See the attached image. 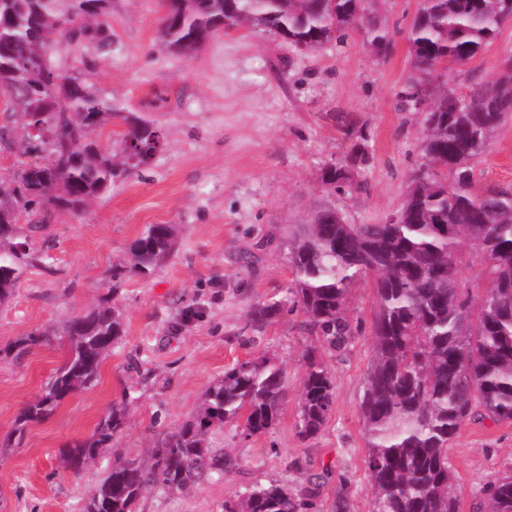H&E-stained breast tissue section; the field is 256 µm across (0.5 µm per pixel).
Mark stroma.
<instances>
[{"label":"stroma","instance_id":"stroma-1","mask_svg":"<svg viewBox=\"0 0 512 512\" xmlns=\"http://www.w3.org/2000/svg\"><path fill=\"white\" fill-rule=\"evenodd\" d=\"M417 3L383 0L392 49L381 59L357 38L303 54L258 29L217 32L185 58L157 40L159 0H112L110 45L57 54L64 69L87 59L88 82L124 111L154 121L163 139L147 165L114 182L89 212H57L34 232V248H48L50 258L28 269L12 302L0 307V348L105 301L120 307L125 328L96 385L66 398L28 428L19 447L0 453V512H81L113 454L148 456L226 368L264 352L287 372L275 427L250 438L225 428L213 445L236 458L237 469L185 492L148 493L138 512H224L246 488L275 482L313 486L310 512H371L360 411L373 348L370 282L349 294L348 313L359 323L351 345L323 355L334 376L333 408L308 440L297 434L298 404L304 354L316 338L300 309L261 326L250 311L286 294L288 227L305 223L325 198L320 168L349 145L342 123L364 130L371 161L363 190L336 197L337 208L351 223L371 224L400 204L423 137L422 113L404 111L399 99ZM479 168L483 183L512 185V123ZM150 224L170 225L172 255L152 278L129 276L109 290L105 272L124 262ZM67 349L55 336L21 358L0 359L1 442ZM122 400L128 423L112 447L81 470L67 467L60 448L89 438ZM449 455L462 489L459 512H485L484 486L512 462V426L465 424Z\"/></svg>","mask_w":512,"mask_h":512}]
</instances>
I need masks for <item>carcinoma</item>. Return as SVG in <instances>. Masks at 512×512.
Wrapping results in <instances>:
<instances>
[{
  "label": "carcinoma",
  "instance_id": "obj_1",
  "mask_svg": "<svg viewBox=\"0 0 512 512\" xmlns=\"http://www.w3.org/2000/svg\"><path fill=\"white\" fill-rule=\"evenodd\" d=\"M157 38L169 51L191 56L216 31L256 28L313 52L356 34L378 56L391 36L378 0H161ZM112 0H0V95L18 113L23 154L9 180H0V306L42 260L21 216L42 227L56 211L80 213L146 165L161 147L151 121L124 117L127 129L113 151L92 138L121 113L94 90L77 66L60 70L54 55L75 37L107 40ZM512 0H418L408 29L411 66L404 107L424 114L422 161L412 170L399 208L373 224H351L326 200L305 224L288 225L292 280L285 299L253 312L260 323L285 304L301 308L319 347L304 355L298 434L309 439L328 421L334 379L318 349L344 351L355 335L347 315L350 288H374L373 355L360 404L372 512H457L449 448L467 422L512 425V187L483 186L478 165L498 131L512 121V51L497 77L470 75L467 92L449 75L463 72L501 27ZM346 154L320 169L329 193L362 189L367 139L344 130ZM174 249L167 224H151L129 246L112 287L127 276L149 279ZM479 268L487 281L472 299L462 269ZM69 352L41 395L21 409L12 448L28 427L53 414L70 394L92 387L102 363L124 336L114 305L100 303L58 329ZM34 333L3 350L20 356L49 341ZM286 370L275 358H252L224 371L197 411L157 441L142 460L117 457L91 491L83 512H136L149 492H184L235 467L213 435L232 425L245 437L265 434L278 420ZM125 403H114L93 434L60 449L79 470L127 426ZM488 510L512 512V463L487 484ZM311 490L257 484L224 504V512H304Z\"/></svg>",
  "mask_w": 512,
  "mask_h": 512
}]
</instances>
